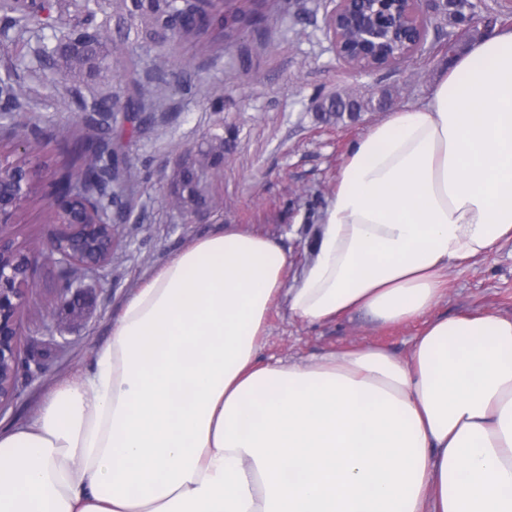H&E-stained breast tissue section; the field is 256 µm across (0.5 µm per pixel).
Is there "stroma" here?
<instances>
[{
    "label": "stroma",
    "mask_w": 512,
    "mask_h": 512,
    "mask_svg": "<svg viewBox=\"0 0 512 512\" xmlns=\"http://www.w3.org/2000/svg\"><path fill=\"white\" fill-rule=\"evenodd\" d=\"M230 5L263 16V23L244 24L237 43L215 61L193 56L186 47L174 50L172 69L191 66L190 93L174 95L168 111L120 138L137 165L140 184L129 220L120 227L124 243L111 265L83 277L87 304L81 317L55 305L70 275L45 256L37 257L40 286L20 313L19 352L41 353L43 369L19 372L17 398L0 409V431L30 420L52 385L91 369L134 288L188 242L235 225L276 240L288 255L289 273L299 272L312 258L318 221L336 191L344 155L386 116L379 99L395 109L423 100L447 64L449 43L466 47L481 31L478 25L465 31L433 19L423 52L398 68L357 74L337 61L325 35L330 0H288L282 13L276 0H231ZM23 54L13 44L0 46V73L17 65L20 83L36 103L30 119L49 138L45 159L57 172L73 162L62 137L75 118L58 110L48 92L20 68ZM217 89L224 95L219 112L209 102ZM331 94L358 98L367 107L356 121L322 122L315 106ZM217 135L230 141L213 185L218 203L181 222L167 204L173 171L183 153ZM46 218L44 204L23 203L13 227L17 243L27 248L41 243ZM432 313L511 316L512 243L477 262L451 267L446 293ZM421 327L418 321L383 326L362 313L309 324L288 317L277 302L269 311L259 355L306 359L372 344L404 359Z\"/></svg>",
    "instance_id": "35a3bbf8"
}]
</instances>
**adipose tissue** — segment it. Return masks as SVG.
I'll return each instance as SVG.
<instances>
[{
  "instance_id": "1",
  "label": "adipose tissue",
  "mask_w": 512,
  "mask_h": 512,
  "mask_svg": "<svg viewBox=\"0 0 512 512\" xmlns=\"http://www.w3.org/2000/svg\"><path fill=\"white\" fill-rule=\"evenodd\" d=\"M512 240V28L344 157L311 263L229 227L128 298L84 377L0 433V512H512V318L435 317L450 267ZM308 323L422 320L367 346L257 358Z\"/></svg>"
}]
</instances>
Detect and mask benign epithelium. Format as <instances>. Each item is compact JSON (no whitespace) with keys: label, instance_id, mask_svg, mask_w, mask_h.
Listing matches in <instances>:
<instances>
[{"label":"benign epithelium","instance_id":"7a95c632","mask_svg":"<svg viewBox=\"0 0 512 512\" xmlns=\"http://www.w3.org/2000/svg\"><path fill=\"white\" fill-rule=\"evenodd\" d=\"M325 28L336 59L356 73L378 71L362 66L353 54H368L387 38L404 40V51L389 59L381 69L395 68L421 52L432 19L444 14L448 0H331ZM27 181H0V408L17 396L16 378L22 362L18 351L21 336L19 314L30 303L37 288L33 259L15 241V212L24 202ZM43 249L54 263L79 264L93 272L105 268L112 253L123 244L118 227L110 225L103 236L101 225L71 222L55 209L47 221ZM84 301L82 285L70 284L57 298L60 308L75 313Z\"/></svg>","mask_w":512,"mask_h":512}]
</instances>
